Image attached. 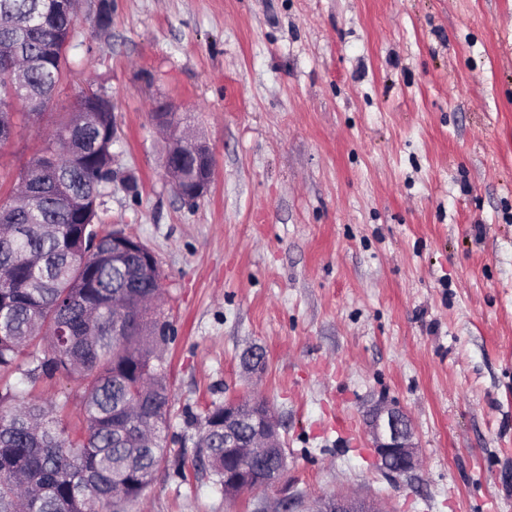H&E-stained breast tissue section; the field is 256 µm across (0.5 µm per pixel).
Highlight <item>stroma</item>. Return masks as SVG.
I'll list each match as a JSON object with an SVG mask.
<instances>
[{"instance_id":"obj_1","label":"stroma","mask_w":512,"mask_h":512,"mask_svg":"<svg viewBox=\"0 0 512 512\" xmlns=\"http://www.w3.org/2000/svg\"><path fill=\"white\" fill-rule=\"evenodd\" d=\"M100 3L80 0L64 77L0 180L81 94L113 102L112 168L140 188L99 214L154 252L173 328L166 468L128 512H271L285 491L512 512V0H112L104 27ZM160 101L214 152L196 203L164 175ZM256 393L285 485L228 499L191 464L197 420ZM34 394L77 424L79 381ZM381 401L419 445L394 482L362 430Z\"/></svg>"}]
</instances>
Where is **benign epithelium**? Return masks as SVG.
Instances as JSON below:
<instances>
[{"label": "benign epithelium", "mask_w": 512, "mask_h": 512, "mask_svg": "<svg viewBox=\"0 0 512 512\" xmlns=\"http://www.w3.org/2000/svg\"><path fill=\"white\" fill-rule=\"evenodd\" d=\"M170 112L171 107L159 104L152 112L154 125L168 128L172 140L192 145L197 166L195 194L201 199L207 194L214 177V154L205 141L190 136L180 126L170 125ZM254 408L251 413L245 411L244 402L235 397L224 401V453L240 460L256 459L265 457L271 448L277 449L275 465L265 479V485L270 486L281 479L287 466V456L274 409L265 401L254 405ZM365 426L383 473L404 475L415 469L418 464L415 431L406 414L379 403L367 415ZM249 489L242 478L224 476V496L235 498ZM288 503L295 505L296 512H385L377 499L357 494L292 498Z\"/></svg>", "instance_id": "1"}]
</instances>
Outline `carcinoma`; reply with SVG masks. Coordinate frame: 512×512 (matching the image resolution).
<instances>
[{
	"instance_id": "cac0c4a2",
	"label": "carcinoma",
	"mask_w": 512,
	"mask_h": 512,
	"mask_svg": "<svg viewBox=\"0 0 512 512\" xmlns=\"http://www.w3.org/2000/svg\"><path fill=\"white\" fill-rule=\"evenodd\" d=\"M56 0H0V147L17 122L43 116L62 79L77 24ZM22 60L24 84L13 82ZM24 111H15V104ZM112 106L99 95L78 99L53 126L0 203V381L20 372L32 382L81 381L83 426L70 436L47 402L0 384V512H125L164 467L169 448L170 388L155 318L162 313L161 275L133 254L112 252L99 207L112 185ZM155 429L141 448L129 408ZM224 406L200 422L195 458L219 485L236 462L224 456Z\"/></svg>"
}]
</instances>
